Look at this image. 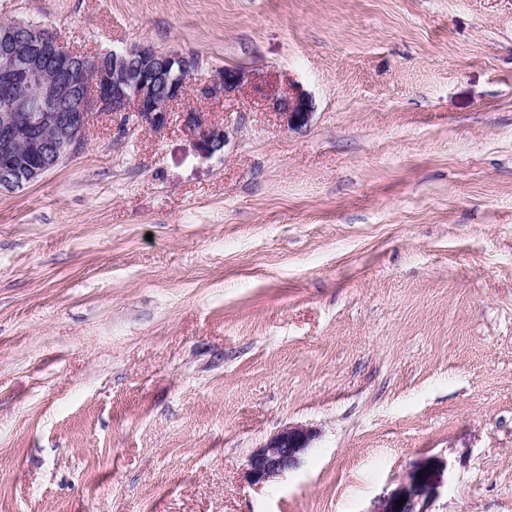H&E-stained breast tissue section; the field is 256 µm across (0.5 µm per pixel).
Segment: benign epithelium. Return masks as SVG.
Listing matches in <instances>:
<instances>
[{"label":"benign epithelium","instance_id":"7a95c632","mask_svg":"<svg viewBox=\"0 0 512 512\" xmlns=\"http://www.w3.org/2000/svg\"><path fill=\"white\" fill-rule=\"evenodd\" d=\"M79 54L64 49L47 27L29 21L0 24V189H21L39 180L62 161L78 154L93 116L111 112L121 118L134 113L137 123L156 131L167 128L170 104L187 94L193 57L170 51L163 57L149 46L127 53H105L79 65ZM177 67L184 79L158 78ZM244 80L237 69L220 72L196 85L204 98L227 94ZM289 125L304 122L310 103L296 94L277 103ZM186 126L197 131L216 150L226 133L210 127L200 112L183 113ZM317 431L288 425L249 458L248 475L255 484L297 467ZM436 489L433 466L415 467L407 481L384 500L377 512H425L420 508ZM405 498L402 507L397 500Z\"/></svg>","mask_w":512,"mask_h":512}]
</instances>
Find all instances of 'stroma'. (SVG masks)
<instances>
[{"label": "stroma", "mask_w": 512, "mask_h": 512, "mask_svg": "<svg viewBox=\"0 0 512 512\" xmlns=\"http://www.w3.org/2000/svg\"><path fill=\"white\" fill-rule=\"evenodd\" d=\"M192 54L180 121L0 191V512H512V0H0ZM301 92L290 128L274 98ZM317 431L267 482L250 454ZM228 72V73H227ZM244 80V73L231 69L218 73L212 80L196 85L195 91L204 98H212L224 93V96L236 89ZM183 122L185 126L197 131L209 144V146L218 150L225 144L226 133L225 130H217L211 128L205 121L204 115L201 112L186 111L183 113ZM418 472H422V478L418 477ZM436 488L433 466L427 462L423 463L409 473L407 481L384 500L377 512H427L423 509V503ZM400 497H404L405 502L400 509H397V500ZM419 505L420 508L417 509Z\"/></svg>", "instance_id": "stroma-1"}]
</instances>
